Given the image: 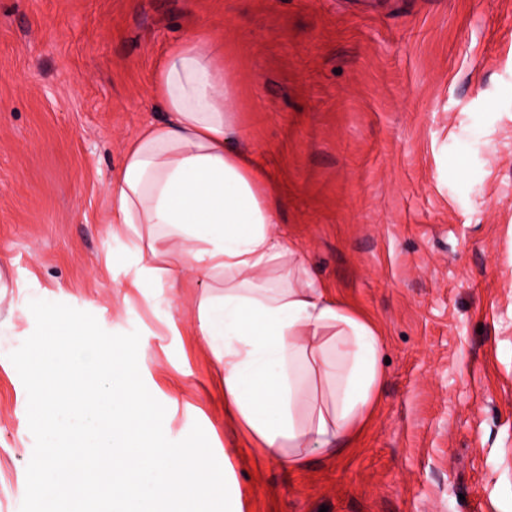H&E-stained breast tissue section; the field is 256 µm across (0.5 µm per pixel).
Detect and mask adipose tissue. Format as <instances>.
<instances>
[{"instance_id": "obj_1", "label": "adipose tissue", "mask_w": 512, "mask_h": 512, "mask_svg": "<svg viewBox=\"0 0 512 512\" xmlns=\"http://www.w3.org/2000/svg\"><path fill=\"white\" fill-rule=\"evenodd\" d=\"M152 92L165 118L127 143L106 188L108 233L129 243L137 265L121 301L165 279L199 288L191 330L237 443L219 458L171 445L176 400L143 387L145 349L67 323L36 344L28 392L31 423L46 433L30 494L46 512H205L225 500L242 454L297 472L314 452L352 447L374 416L380 332L276 231V185L241 143L222 49L203 32L169 45ZM87 350L111 374V392L89 383L58 392L63 362ZM225 502L243 512L241 497Z\"/></svg>"}]
</instances>
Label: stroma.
Returning a JSON list of instances; mask_svg holds the SVG:
<instances>
[{
	"label": "stroma",
	"mask_w": 512,
	"mask_h": 512,
	"mask_svg": "<svg viewBox=\"0 0 512 512\" xmlns=\"http://www.w3.org/2000/svg\"><path fill=\"white\" fill-rule=\"evenodd\" d=\"M205 31L237 84L278 230L381 326L376 418L303 470L235 462L246 512H512V0H0V512L29 493L35 313L90 322L182 376L173 442L229 447L189 282L116 303L136 265L106 185L164 114L154 71ZM180 323L179 335L163 321Z\"/></svg>",
	"instance_id": "obj_1"
}]
</instances>
